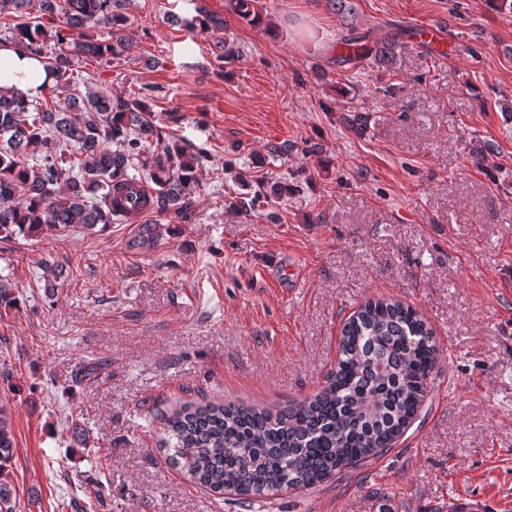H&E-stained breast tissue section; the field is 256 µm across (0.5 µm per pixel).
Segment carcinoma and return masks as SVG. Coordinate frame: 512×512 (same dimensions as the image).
Masks as SVG:
<instances>
[{"mask_svg": "<svg viewBox=\"0 0 512 512\" xmlns=\"http://www.w3.org/2000/svg\"><path fill=\"white\" fill-rule=\"evenodd\" d=\"M342 24L356 15L355 0H329ZM127 0H0V16L17 19L0 44L18 42L40 59L55 85H39L27 100L0 86V239L44 228L93 230L126 218L131 168L154 185L153 212L186 221L197 173L209 157L204 144L166 140L148 99L112 97L90 87L73 90L53 107L62 86L86 55L104 58L134 47ZM228 9L261 24L255 0H228ZM103 27L102 40L87 35ZM79 40L67 42L68 34ZM401 32L381 40L360 36L364 53L339 63L365 61L390 70ZM58 45L51 54L48 44ZM113 148H108L107 144ZM161 225L138 227L133 245L153 246ZM45 288L54 292L62 267L44 262ZM439 347L426 320L413 308L368 299L346 321L328 384L285 409L235 404H190L164 417L168 462L192 482L221 495L234 492L249 505L289 488H310L347 466L391 449L418 416ZM10 418L0 412V512H14L5 473L13 457Z\"/></svg>", "mask_w": 512, "mask_h": 512, "instance_id": "obj_1", "label": "carcinoma"}]
</instances>
